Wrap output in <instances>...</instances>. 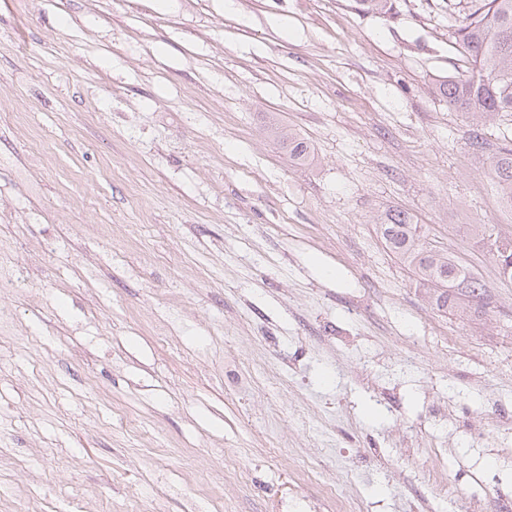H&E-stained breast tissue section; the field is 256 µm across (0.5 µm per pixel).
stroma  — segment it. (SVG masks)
I'll use <instances>...</instances> for the list:
<instances>
[{
  "label": "stroma",
  "mask_w": 512,
  "mask_h": 512,
  "mask_svg": "<svg viewBox=\"0 0 512 512\" xmlns=\"http://www.w3.org/2000/svg\"><path fill=\"white\" fill-rule=\"evenodd\" d=\"M469 6L0 0V512H445L432 469L499 512L512 280L465 227L512 238V121L431 89ZM391 209L483 302L432 304ZM271 131L280 141L282 140L283 144L287 145L288 154L293 160L305 162L308 159L310 147L304 138L291 132L284 133L279 127H274ZM494 179L504 191L503 202L512 208V148L505 146L496 153L491 162Z\"/></svg>",
  "instance_id": "stroma-1"
}]
</instances>
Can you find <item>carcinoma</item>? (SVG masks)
I'll list each match as a JSON object with an SVG mask.
<instances>
[{"label": "carcinoma", "mask_w": 512, "mask_h": 512, "mask_svg": "<svg viewBox=\"0 0 512 512\" xmlns=\"http://www.w3.org/2000/svg\"><path fill=\"white\" fill-rule=\"evenodd\" d=\"M355 3L365 13L389 14L395 9V0ZM454 38L467 54L466 74L437 80L435 93L450 108L474 119L512 117V0H476L456 25ZM272 133L287 145L292 159H308L310 147L303 138L277 127ZM491 172L504 191V204L512 208L511 147L505 146L493 156ZM379 230L387 246L433 288L437 308H452L462 296L483 300L485 284L452 256L427 246L408 213L388 212ZM469 230L479 240L490 242L500 274L512 279V238L493 236L486 224H471Z\"/></svg>", "instance_id": "obj_1"}]
</instances>
